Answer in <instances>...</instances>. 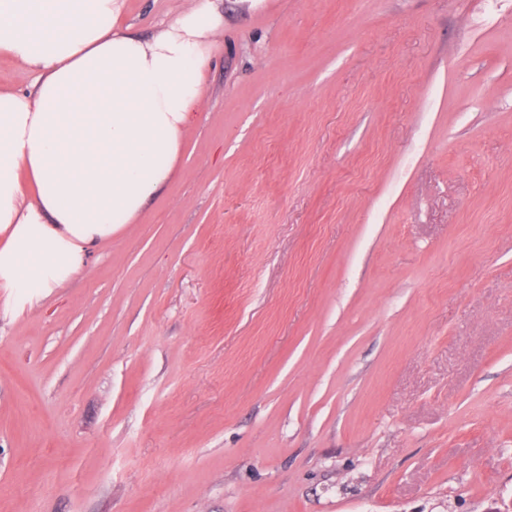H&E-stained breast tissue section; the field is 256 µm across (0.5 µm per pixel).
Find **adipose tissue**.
Segmentation results:
<instances>
[{"label": "adipose tissue", "instance_id": "ef3b65f1", "mask_svg": "<svg viewBox=\"0 0 512 512\" xmlns=\"http://www.w3.org/2000/svg\"><path fill=\"white\" fill-rule=\"evenodd\" d=\"M124 0H0V53L36 90L0 88V288L34 302L80 272L168 181L224 19L192 0L148 39Z\"/></svg>", "mask_w": 512, "mask_h": 512}]
</instances>
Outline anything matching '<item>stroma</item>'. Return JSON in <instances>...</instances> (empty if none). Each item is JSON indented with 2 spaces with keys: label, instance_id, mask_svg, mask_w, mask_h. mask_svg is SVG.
I'll list each match as a JSON object with an SVG mask.
<instances>
[{
  "label": "stroma",
  "instance_id": "1",
  "mask_svg": "<svg viewBox=\"0 0 512 512\" xmlns=\"http://www.w3.org/2000/svg\"><path fill=\"white\" fill-rule=\"evenodd\" d=\"M216 6L167 184L0 288V512H512V0Z\"/></svg>",
  "mask_w": 512,
  "mask_h": 512
}]
</instances>
